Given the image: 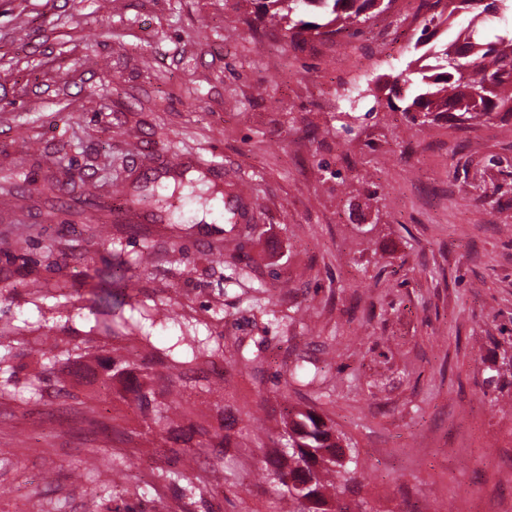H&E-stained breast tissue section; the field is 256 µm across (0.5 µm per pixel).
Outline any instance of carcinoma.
I'll return each mask as SVG.
<instances>
[{
    "label": "carcinoma",
    "instance_id": "carcinoma-1",
    "mask_svg": "<svg viewBox=\"0 0 512 512\" xmlns=\"http://www.w3.org/2000/svg\"><path fill=\"white\" fill-rule=\"evenodd\" d=\"M393 0H256V20L287 23L291 42L307 35L332 39L384 12ZM432 12L415 45H427L444 23L443 0H423ZM432 65L409 66L398 78L411 90L403 113L414 124H425L448 114L458 125L478 116L498 113L512 105V31L495 42H477L462 30L450 42L429 54ZM131 267L122 260L109 261L99 272L90 311L108 315L124 304L132 285ZM137 404L155 417L160 427L172 429L165 410L147 392H139ZM282 449L283 458L263 460L262 470L272 485L273 508L288 500V512H338L336 504L352 498L358 484L355 448L342 445L345 435L336 431L313 408L290 411L284 426L269 437Z\"/></svg>",
    "mask_w": 512,
    "mask_h": 512
}]
</instances>
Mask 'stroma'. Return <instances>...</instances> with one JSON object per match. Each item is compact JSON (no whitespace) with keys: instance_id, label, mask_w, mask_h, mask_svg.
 <instances>
[{"instance_id":"35a3bbf8","label":"stroma","mask_w":512,"mask_h":512,"mask_svg":"<svg viewBox=\"0 0 512 512\" xmlns=\"http://www.w3.org/2000/svg\"><path fill=\"white\" fill-rule=\"evenodd\" d=\"M254 11L0 0V512H268L246 428L309 407L369 512H512V114L408 124L427 12L404 0L299 44ZM468 27L512 14L439 37ZM116 259L131 302L92 315Z\"/></svg>"}]
</instances>
